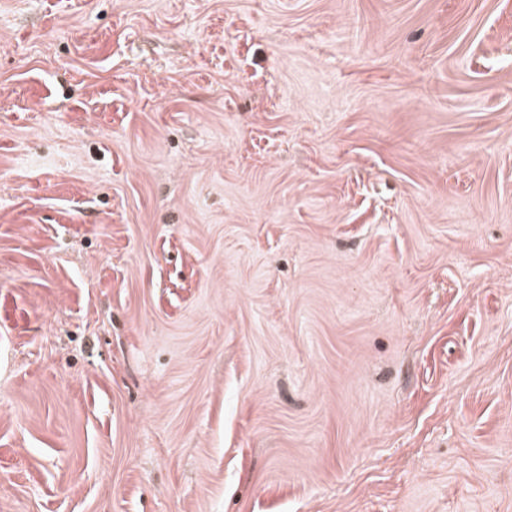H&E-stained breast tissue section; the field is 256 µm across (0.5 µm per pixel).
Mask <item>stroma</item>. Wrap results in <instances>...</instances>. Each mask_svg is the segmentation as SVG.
<instances>
[{"label": "stroma", "instance_id": "1", "mask_svg": "<svg viewBox=\"0 0 512 512\" xmlns=\"http://www.w3.org/2000/svg\"><path fill=\"white\" fill-rule=\"evenodd\" d=\"M0 512H512V0H0Z\"/></svg>", "mask_w": 512, "mask_h": 512}]
</instances>
